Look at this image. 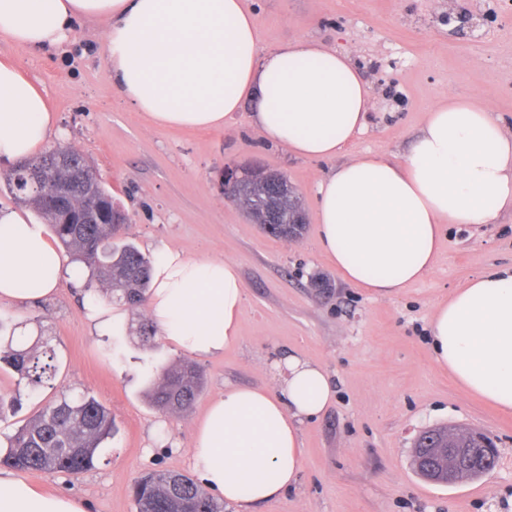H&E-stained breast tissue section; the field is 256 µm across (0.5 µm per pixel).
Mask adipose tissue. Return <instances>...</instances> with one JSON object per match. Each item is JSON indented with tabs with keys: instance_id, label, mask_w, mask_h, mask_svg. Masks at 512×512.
<instances>
[{
	"instance_id": "ef3b65f1",
	"label": "adipose tissue",
	"mask_w": 512,
	"mask_h": 512,
	"mask_svg": "<svg viewBox=\"0 0 512 512\" xmlns=\"http://www.w3.org/2000/svg\"><path fill=\"white\" fill-rule=\"evenodd\" d=\"M103 19L108 78L157 127L221 128L245 103L260 136L307 159H328L363 133L372 92L347 53L309 40L269 52L245 0H0V37L32 51L68 43ZM47 95L0 60V164L50 137ZM512 211V131L487 106L448 95L427 113L404 159L352 157L317 187L318 237L348 282L389 297L434 267L446 226L480 228ZM67 258L45 224L0 210V302L53 295ZM237 266L169 249L148 301L162 336L197 357L241 340ZM435 362L469 393L512 414V266L470 278L429 322ZM276 390L232 387L195 422L192 469L241 512L282 496L301 472L299 425L334 397L320 366L291 355ZM0 512H85L83 501L35 490L0 470Z\"/></svg>"
}]
</instances>
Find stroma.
<instances>
[{"instance_id":"stroma-1","label":"stroma","mask_w":512,"mask_h":512,"mask_svg":"<svg viewBox=\"0 0 512 512\" xmlns=\"http://www.w3.org/2000/svg\"><path fill=\"white\" fill-rule=\"evenodd\" d=\"M267 50L315 40L348 52L372 87L365 151L402 160L429 108L464 95L512 129V0H247ZM466 13L458 28L449 12ZM106 21L86 22L62 50L34 53L0 37L11 60L48 96L62 142L92 162L130 214L128 239L150 256L177 249L234 261L244 286L242 339L199 359L205 383L186 414H161L146 396L152 363L181 359L168 342L143 346L146 307L126 308L109 336L86 317L85 278L66 276L46 299L0 303V318L43 328L58 349L53 387L22 394L20 416L0 417V440L63 393L87 392L112 411L113 431L95 466L79 475L25 474L35 488L74 496L86 512H136L132 488L154 470L190 473L194 426L232 386L276 385V364L296 355L324 366L332 404L301 425L297 484L252 512H512V415L464 392L433 361V305L477 274L512 263V212L474 231H446L433 270L400 293L374 297L337 274L318 244L316 187L339 159L307 160L263 141L244 106L221 129L154 128L106 73ZM258 165L287 175L307 218L302 238L276 239L225 200V167ZM467 428L496 444L488 474L446 486L421 479L412 451L419 431Z\"/></svg>"}]
</instances>
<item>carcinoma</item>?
<instances>
[{"mask_svg": "<svg viewBox=\"0 0 512 512\" xmlns=\"http://www.w3.org/2000/svg\"><path fill=\"white\" fill-rule=\"evenodd\" d=\"M41 180V190L23 189L31 177ZM79 178L82 190L73 194L69 205H55L52 189L58 183ZM15 200L32 208L68 253L71 262L87 273V284L105 285L101 293L107 302L129 306L142 305L149 296L153 260L126 241L130 217L112 197L94 166L73 148L61 144L27 160V167L4 177ZM242 183L245 193L238 202L253 219L263 215L266 194L261 184L246 170ZM95 202L104 219L92 224H70L88 201ZM280 224L262 228L278 239H288V219L302 204L297 194L282 196L277 204ZM0 370L13 371L19 381L35 387H50L56 377L57 352L51 340L40 335L27 347L13 346L15 328L0 320ZM204 372L192 361L179 359L154 367L146 397L149 405L162 413L189 411L204 384ZM112 412L95 397L66 394L42 407L7 438L0 465L7 468L52 475L65 472L81 474L94 467L102 444L112 437ZM456 446L468 449L472 470L483 469L487 459L475 432L458 429ZM136 512H224V502L201 488L193 478L172 470L150 472L135 484Z\"/></svg>", "mask_w": 512, "mask_h": 512, "instance_id": "1", "label": "carcinoma"}]
</instances>
